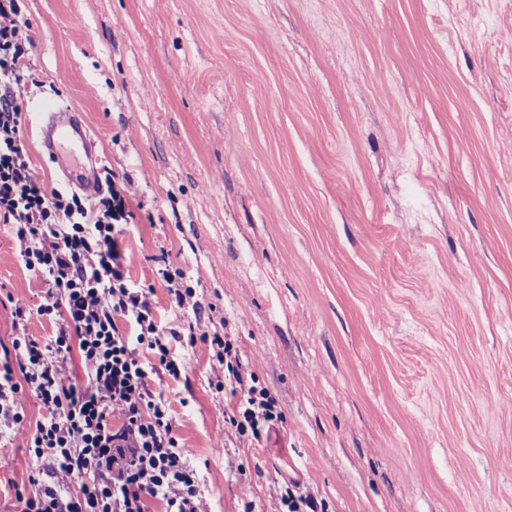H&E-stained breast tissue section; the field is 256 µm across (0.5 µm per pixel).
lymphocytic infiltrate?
I'll list each match as a JSON object with an SVG mask.
<instances>
[{"mask_svg":"<svg viewBox=\"0 0 512 512\" xmlns=\"http://www.w3.org/2000/svg\"><path fill=\"white\" fill-rule=\"evenodd\" d=\"M36 38L17 0H0V219L15 228L20 261L47 286L34 311L56 324L53 336L18 333L0 350V441L22 440L36 461L30 491L15 498L21 512H148L154 502L163 512H207L171 405L151 379L156 371L180 378L173 341L189 336L211 345L235 400L224 421L238 434L260 439L283 416L237 348L189 321L198 302L169 270L161 277L175 326L157 323L151 291L129 285L118 227L132 216L130 183L109 184L91 211L78 198L46 192L34 175L15 93ZM34 311L25 298L14 299V324ZM126 324L135 335L123 333ZM73 353L78 376L68 365ZM148 354L154 365L145 363ZM30 394L45 409L34 422L24 409Z\"/></svg>","mask_w":512,"mask_h":512,"instance_id":"obj_1","label":"lymphocytic infiltrate"}]
</instances>
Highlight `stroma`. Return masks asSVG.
Listing matches in <instances>:
<instances>
[{"label": "stroma", "mask_w": 512, "mask_h": 512, "mask_svg": "<svg viewBox=\"0 0 512 512\" xmlns=\"http://www.w3.org/2000/svg\"><path fill=\"white\" fill-rule=\"evenodd\" d=\"M31 166L78 195L40 109L78 112L131 182L130 284L181 270L283 424L262 442L204 342L163 379L209 512H512V0H19ZM43 279L0 223L9 296ZM34 463L0 447V512Z\"/></svg>", "instance_id": "1"}]
</instances>
